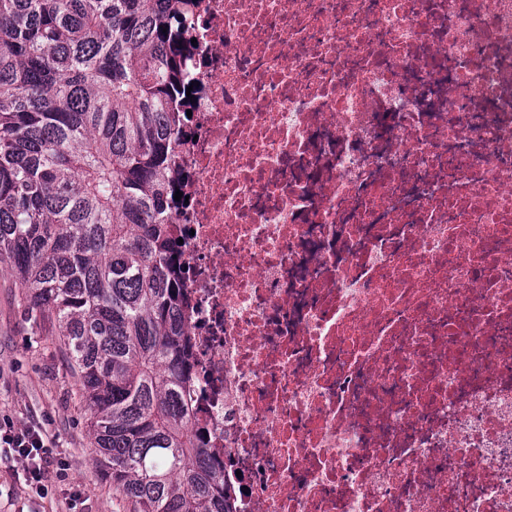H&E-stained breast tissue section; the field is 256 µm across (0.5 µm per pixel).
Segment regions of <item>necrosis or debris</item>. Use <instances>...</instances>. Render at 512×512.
Wrapping results in <instances>:
<instances>
[{
	"mask_svg": "<svg viewBox=\"0 0 512 512\" xmlns=\"http://www.w3.org/2000/svg\"><path fill=\"white\" fill-rule=\"evenodd\" d=\"M184 392L234 512H512V0H192Z\"/></svg>",
	"mask_w": 512,
	"mask_h": 512,
	"instance_id": "1",
	"label": "necrosis or debris"
}]
</instances>
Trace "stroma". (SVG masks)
I'll use <instances>...</instances> for the list:
<instances>
[{"instance_id":"obj_1","label":"stroma","mask_w":512,"mask_h":512,"mask_svg":"<svg viewBox=\"0 0 512 512\" xmlns=\"http://www.w3.org/2000/svg\"><path fill=\"white\" fill-rule=\"evenodd\" d=\"M92 413L50 315L29 311L25 292L0 263V423L40 427L51 464L39 495L0 463V512H132L94 464Z\"/></svg>"}]
</instances>
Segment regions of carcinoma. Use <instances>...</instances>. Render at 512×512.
<instances>
[{
    "mask_svg": "<svg viewBox=\"0 0 512 512\" xmlns=\"http://www.w3.org/2000/svg\"><path fill=\"white\" fill-rule=\"evenodd\" d=\"M177 0H0V260L55 317L133 512H233L182 405L169 171L189 118Z\"/></svg>",
    "mask_w": 512,
    "mask_h": 512,
    "instance_id": "1",
    "label": "carcinoma"
}]
</instances>
